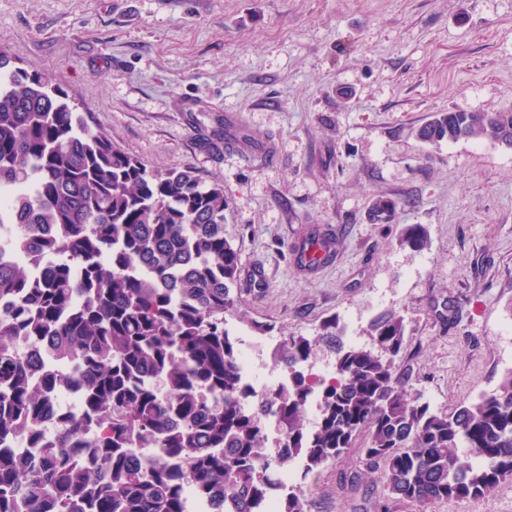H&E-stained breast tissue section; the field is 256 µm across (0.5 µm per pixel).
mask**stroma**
I'll use <instances>...</instances> for the list:
<instances>
[{
  "instance_id": "stroma-1",
  "label": "stroma",
  "mask_w": 512,
  "mask_h": 512,
  "mask_svg": "<svg viewBox=\"0 0 512 512\" xmlns=\"http://www.w3.org/2000/svg\"><path fill=\"white\" fill-rule=\"evenodd\" d=\"M0 52L149 169L223 186L229 327L313 336L334 317L360 335L398 312V364L435 410L512 370V149L416 136L432 113L512 104V0H0ZM379 198L392 223L373 222ZM413 224L425 247L402 243ZM317 225L337 258L298 271L289 248ZM304 490L311 512H423L355 448ZM424 512H512V478Z\"/></svg>"
}]
</instances>
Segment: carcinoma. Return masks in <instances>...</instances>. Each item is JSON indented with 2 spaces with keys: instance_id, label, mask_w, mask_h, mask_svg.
Instances as JSON below:
<instances>
[{
  "instance_id": "obj_1",
  "label": "carcinoma",
  "mask_w": 512,
  "mask_h": 512,
  "mask_svg": "<svg viewBox=\"0 0 512 512\" xmlns=\"http://www.w3.org/2000/svg\"><path fill=\"white\" fill-rule=\"evenodd\" d=\"M417 136L511 148L512 104L435 112ZM2 189L13 192L22 229L12 246L25 261L0 259V512H186L187 484L220 512H256L300 455L307 468L281 512H310L302 484L360 438L361 463L384 468L389 496L422 508L512 478V370L492 391L435 411L395 365L406 333L398 314L375 319L363 345H343L334 317L312 338L285 337L273 360L288 385L252 398L226 329L240 268L224 234V187L189 165L148 169L91 131L61 88L0 55ZM395 211L379 199L372 219L389 224ZM339 241L313 232L290 251L312 265ZM320 346L336 370L314 380L299 364ZM42 347L54 365L34 379ZM64 379L80 386L82 408L61 417L52 442L41 419ZM20 437L29 451L12 447Z\"/></svg>"
}]
</instances>
